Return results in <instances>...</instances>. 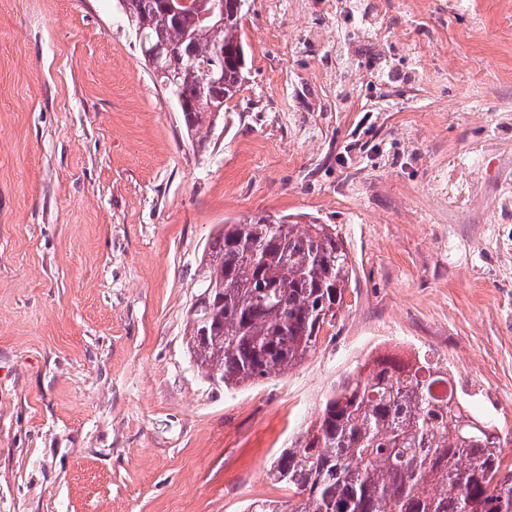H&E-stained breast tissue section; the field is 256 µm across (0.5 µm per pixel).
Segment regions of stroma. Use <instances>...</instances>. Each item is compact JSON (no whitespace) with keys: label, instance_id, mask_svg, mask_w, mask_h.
<instances>
[{"label":"stroma","instance_id":"35a3bbf8","mask_svg":"<svg viewBox=\"0 0 512 512\" xmlns=\"http://www.w3.org/2000/svg\"><path fill=\"white\" fill-rule=\"evenodd\" d=\"M363 5L248 0V78L195 143L117 0H0V512L287 500L272 460L384 355L512 434V0ZM264 213L333 225L355 273L312 357L227 391L187 348L196 267Z\"/></svg>","mask_w":512,"mask_h":512}]
</instances>
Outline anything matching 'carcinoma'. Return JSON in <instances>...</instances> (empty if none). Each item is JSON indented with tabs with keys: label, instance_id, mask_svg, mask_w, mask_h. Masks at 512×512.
Segmentation results:
<instances>
[{
	"label": "carcinoma",
	"instance_id": "cac0c4a2",
	"mask_svg": "<svg viewBox=\"0 0 512 512\" xmlns=\"http://www.w3.org/2000/svg\"><path fill=\"white\" fill-rule=\"evenodd\" d=\"M119 2L186 130L214 127L247 79L245 0L209 16L167 0ZM352 274L336 229L315 218L226 224L200 259L189 353L226 390L282 374L316 352ZM430 367L387 355L355 369L272 463L288 500L249 512H512V465L501 459L512 439L453 395L436 397L444 377Z\"/></svg>",
	"mask_w": 512,
	"mask_h": 512
}]
</instances>
